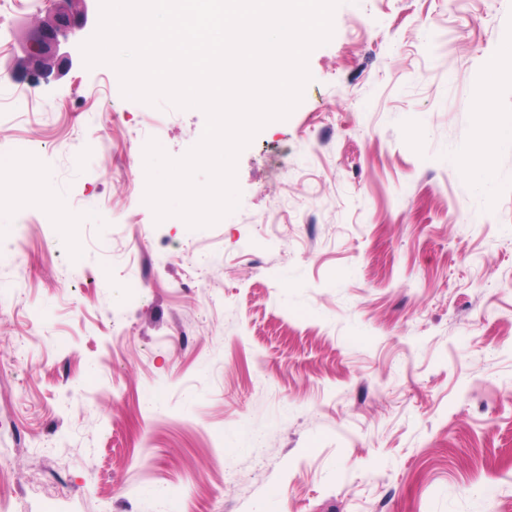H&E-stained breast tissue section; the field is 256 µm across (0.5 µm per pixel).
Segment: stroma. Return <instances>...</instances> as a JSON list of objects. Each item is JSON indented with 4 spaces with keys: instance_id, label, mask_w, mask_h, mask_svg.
I'll list each match as a JSON object with an SVG mask.
<instances>
[{
    "instance_id": "1",
    "label": "stroma",
    "mask_w": 512,
    "mask_h": 512,
    "mask_svg": "<svg viewBox=\"0 0 512 512\" xmlns=\"http://www.w3.org/2000/svg\"><path fill=\"white\" fill-rule=\"evenodd\" d=\"M0 115L33 204L0 202V512H512V140L464 161L512 0H343L303 98L237 159L235 211L145 203L144 147L206 115L116 71L19 61Z\"/></svg>"
}]
</instances>
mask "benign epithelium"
<instances>
[{
  "mask_svg": "<svg viewBox=\"0 0 512 512\" xmlns=\"http://www.w3.org/2000/svg\"><path fill=\"white\" fill-rule=\"evenodd\" d=\"M69 6L63 8L56 20L35 28L32 33L27 57L34 70L45 68V61L57 55L71 58L76 51V43L70 36L86 28V12L82 0H67Z\"/></svg>",
  "mask_w": 512,
  "mask_h": 512,
  "instance_id": "benign-epithelium-1",
  "label": "benign epithelium"
}]
</instances>
